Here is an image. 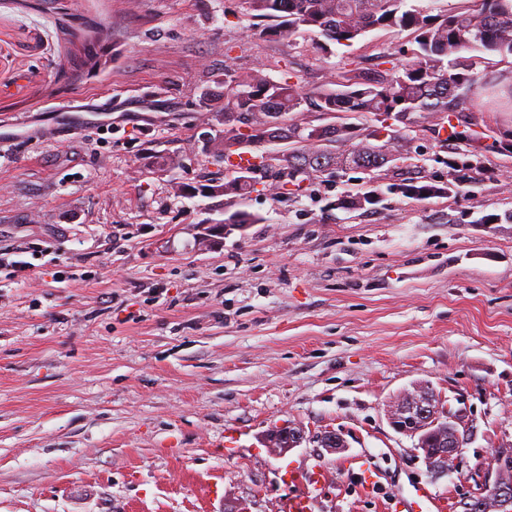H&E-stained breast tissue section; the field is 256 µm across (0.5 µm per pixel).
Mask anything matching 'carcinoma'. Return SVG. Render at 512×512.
<instances>
[{"instance_id":"obj_1","label":"carcinoma","mask_w":512,"mask_h":512,"mask_svg":"<svg viewBox=\"0 0 512 512\" xmlns=\"http://www.w3.org/2000/svg\"><path fill=\"white\" fill-rule=\"evenodd\" d=\"M474 2L473 8L430 15L407 0H245L250 16L266 22L260 36L292 44L307 30L319 37L314 49L321 54L332 44L350 47L374 29L407 32L411 40L393 54L358 56L308 91L291 61L279 80L260 64L240 74L227 70L223 90H204V102L224 100V135L209 146L224 163V177L203 186L224 197V222L259 223V216L236 208L258 190L272 197L305 195L328 170L338 175L397 168L413 149L402 128L424 112L436 119L434 139L460 155L451 181L402 178L389 185L390 192L418 200L458 194L474 176L487 174L483 158L512 150V142L490 123L466 115L484 88L470 54L512 56V0ZM311 99L319 123L294 120ZM368 115L375 124L361 122ZM272 140L283 141L288 159L270 154ZM380 201L381 193L370 190L345 195L336 206L367 211Z\"/></svg>"}]
</instances>
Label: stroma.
Wrapping results in <instances>:
<instances>
[{
	"label": "stroma",
	"mask_w": 512,
	"mask_h": 512,
	"mask_svg": "<svg viewBox=\"0 0 512 512\" xmlns=\"http://www.w3.org/2000/svg\"><path fill=\"white\" fill-rule=\"evenodd\" d=\"M251 24L243 0H0V124L77 99L98 119L0 157V252L27 264L0 267V512H275L303 492L313 512H384L418 486L454 512L512 442V155L488 154L465 193L369 211L335 202L390 172L255 194L239 207L259 223L200 246L224 217L200 192L224 119L199 96L225 65L277 79L290 60L311 89L408 41L375 30L323 56L314 34L288 45ZM472 64L493 89L479 119L512 130V57ZM430 124L400 168L444 182L452 154ZM420 382L474 419L443 476L388 421ZM286 426L304 439L279 456L264 439ZM327 431L343 451L321 447Z\"/></svg>",
	"instance_id": "obj_1"
}]
</instances>
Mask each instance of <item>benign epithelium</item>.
I'll return each mask as SVG.
<instances>
[{"label": "benign epithelium", "mask_w": 512, "mask_h": 512, "mask_svg": "<svg viewBox=\"0 0 512 512\" xmlns=\"http://www.w3.org/2000/svg\"><path fill=\"white\" fill-rule=\"evenodd\" d=\"M244 228L243 224H217L210 230L211 246H221L225 234ZM388 420L397 432L418 439L417 447L431 472H445L435 466L437 458L456 466L464 463L473 422L460 411L452 413L440 406L428 384L418 383L405 392L389 412ZM490 471L494 473L493 481L487 480L477 491L463 495L459 505L475 512H512V450L508 446L494 449Z\"/></svg>", "instance_id": "7a95c632"}]
</instances>
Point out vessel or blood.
<instances>
[{"label": "vessel or blood", "instance_id": "vessel-or-blood-1", "mask_svg": "<svg viewBox=\"0 0 512 512\" xmlns=\"http://www.w3.org/2000/svg\"><path fill=\"white\" fill-rule=\"evenodd\" d=\"M91 124L88 107L73 101L41 114L22 115L0 131V154H12L21 142L37 144L78 134Z\"/></svg>", "mask_w": 512, "mask_h": 512}]
</instances>
